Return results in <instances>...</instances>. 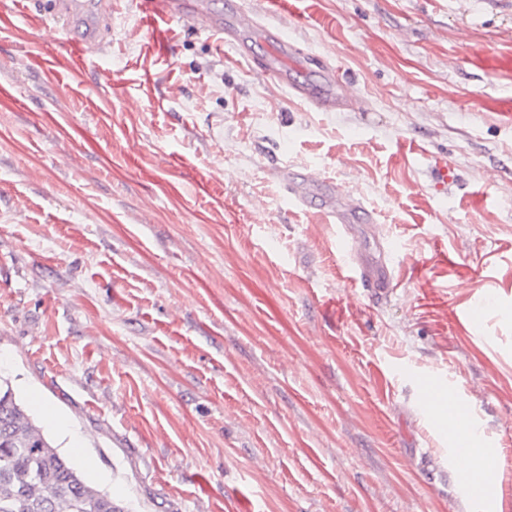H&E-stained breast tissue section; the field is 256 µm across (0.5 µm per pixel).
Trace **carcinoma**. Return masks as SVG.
<instances>
[{
  "label": "carcinoma",
  "mask_w": 512,
  "mask_h": 512,
  "mask_svg": "<svg viewBox=\"0 0 512 512\" xmlns=\"http://www.w3.org/2000/svg\"><path fill=\"white\" fill-rule=\"evenodd\" d=\"M0 512H132L86 482L1 377Z\"/></svg>",
  "instance_id": "carcinoma-1"
}]
</instances>
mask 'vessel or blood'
<instances>
[{
    "label": "vessel or blood",
    "instance_id": "vessel-or-blood-1",
    "mask_svg": "<svg viewBox=\"0 0 512 512\" xmlns=\"http://www.w3.org/2000/svg\"><path fill=\"white\" fill-rule=\"evenodd\" d=\"M143 23H150L161 17L169 21L189 24L196 31L207 34L222 45L230 47L236 60L245 62L249 73L277 81L289 87L295 99L320 112H342L353 110L358 106L357 100L339 88V78L334 67L323 66L319 70L320 78L316 81H296L289 66L297 54L296 46L288 41L283 33L275 28L259 27V40L268 47L263 60H256L244 43L241 32L249 25L246 15L237 16L235 22L228 23L221 12L214 10L211 0H142ZM112 16L110 0H54L51 18L60 22L63 32L76 29L80 38L72 43L74 52L86 63L93 62L104 47L101 36L102 24ZM333 197L326 213L336 219L342 226L340 237L342 245L347 246L352 255H359L357 237L351 225L347 223L342 208V191L337 186H330ZM359 278L370 296L377 301L388 297L393 291L394 276L385 263L361 265ZM420 405L425 413H433L436 407L447 406L448 416L457 425L475 429L473 414L464 412L462 400L456 388L438 378H428L420 384ZM498 473L489 469L470 475L459 487L458 492L465 497L472 512H482L484 503L476 495L475 488L495 482Z\"/></svg>",
    "mask_w": 512,
    "mask_h": 512
}]
</instances>
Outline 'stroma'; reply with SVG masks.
Returning a JSON list of instances; mask_svg holds the SVG:
<instances>
[{"mask_svg": "<svg viewBox=\"0 0 512 512\" xmlns=\"http://www.w3.org/2000/svg\"><path fill=\"white\" fill-rule=\"evenodd\" d=\"M284 28L362 105L320 112L175 22L112 0L86 65L0 5V376L136 512H471L418 380L471 406L512 495V0H212ZM452 173L437 185L432 167ZM361 205L395 292L278 176ZM481 301L485 326L462 308ZM354 276L360 279L367 288L366 291L376 301H382L393 291L394 276L384 262H375L372 265L361 264L360 273L354 269H348Z\"/></svg>", "mask_w": 512, "mask_h": 512, "instance_id": "1", "label": "stroma"}]
</instances>
